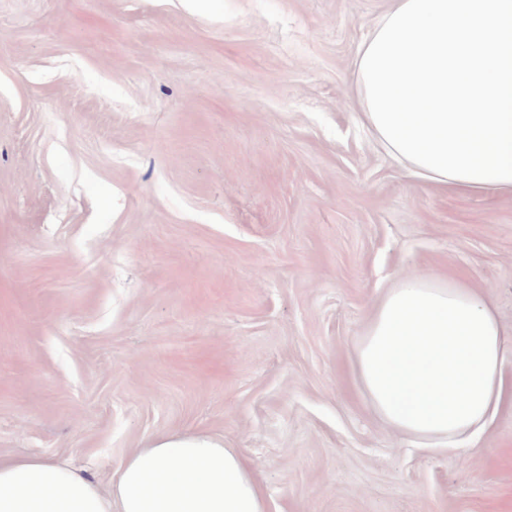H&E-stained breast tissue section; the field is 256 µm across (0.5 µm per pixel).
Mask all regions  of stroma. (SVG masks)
Wrapping results in <instances>:
<instances>
[{
    "label": "stroma",
    "mask_w": 512,
    "mask_h": 512,
    "mask_svg": "<svg viewBox=\"0 0 512 512\" xmlns=\"http://www.w3.org/2000/svg\"><path fill=\"white\" fill-rule=\"evenodd\" d=\"M391 0H0V457L108 488L157 434L245 458L268 512H512V195L411 177L351 97ZM437 274L505 328L503 401L449 451L354 370Z\"/></svg>",
    "instance_id": "1"
}]
</instances>
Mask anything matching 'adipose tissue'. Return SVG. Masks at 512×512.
<instances>
[{
    "label": "adipose tissue",
    "mask_w": 512,
    "mask_h": 512,
    "mask_svg": "<svg viewBox=\"0 0 512 512\" xmlns=\"http://www.w3.org/2000/svg\"><path fill=\"white\" fill-rule=\"evenodd\" d=\"M357 121L410 174L465 194L512 193V0H394L355 61ZM505 330L484 297L404 277L376 308L357 371L396 431L481 433L501 397ZM0 512H266L240 454L203 433L147 439L101 489L42 456L0 458Z\"/></svg>",
    "instance_id": "ef3b65f1"
}]
</instances>
